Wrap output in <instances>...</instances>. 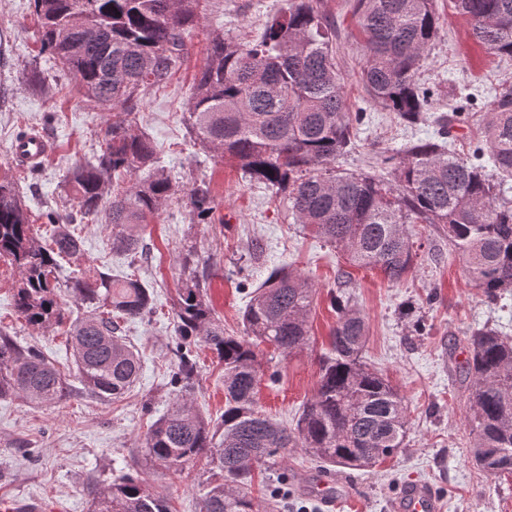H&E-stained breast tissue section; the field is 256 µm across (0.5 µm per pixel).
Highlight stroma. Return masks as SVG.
<instances>
[{
    "label": "stroma",
    "mask_w": 512,
    "mask_h": 512,
    "mask_svg": "<svg viewBox=\"0 0 512 512\" xmlns=\"http://www.w3.org/2000/svg\"><path fill=\"white\" fill-rule=\"evenodd\" d=\"M322 3L336 24L335 58L345 105L365 113L354 149L337 158L336 168L376 170L378 159L395 155L404 144L437 135L438 118L456 108L468 115L456 150L468 153L480 138L496 89L512 83V58L476 43L451 0H436L440 36L419 75L433 90L430 117L412 125L366 97L360 80L364 39L354 0ZM289 4L207 0L181 65L165 83L144 93L131 116L135 128L152 140L161 165L180 189L197 179L209 182L216 208L208 223L191 225L176 202L143 228L148 251L132 270L154 287L156 312L125 327L142 357L141 377L131 392L103 401L76 383L53 405L0 398V498L35 497L54 512H91L94 489L109 484L141 453L150 423L172 401L168 382L176 366L170 347L177 339L172 307L183 278L179 254L192 243L211 270L208 301L226 332L241 330L247 294L272 268L291 266L316 289L307 346L275 356L271 367L278 382L264 379L258 386L260 409L276 420L291 422L316 391L336 324L335 299H350L362 311L368 325L363 359L404 396L409 431L403 448L375 467L332 468L336 479L351 486L338 512H389L391 500L413 478L434 487L444 512H512V478L488 477L470 452L465 423L469 393L460 380L473 330L489 325L512 336V293L493 299L473 287L438 224L410 225L418 256L400 282H390L376 269L349 266L342 252L294 224L271 190L242 179L219 154L194 146L186 132L182 115L207 62L211 38H256L265 22ZM36 67L46 70L50 63L41 50L34 0H0V176L17 184L33 229L46 242L51 235L46 212L76 209L63 186L68 168L96 154L112 112L87 102L67 72L55 73L45 91L32 89L28 76ZM22 128L43 132L56 143L34 175L11 159V143ZM75 232L83 240L87 264L107 267L115 275L131 269L113 253L112 227L104 220L85 219ZM18 280L15 266L0 261V331L20 345L40 348L68 371L72 349L65 331L28 329L18 321L13 305ZM419 319L426 326L420 336L414 332ZM196 351L199 375L188 402L204 417L216 419L224 412V369L209 349L200 345ZM143 469L151 490L169 499L173 512H200L202 485L210 476L205 458L190 461L180 473L149 463ZM279 471L288 472L297 487L284 501L286 512H321L318 502L299 489L303 480L318 474L300 448L280 458L276 470L255 475L251 491L256 501H264Z\"/></svg>",
    "instance_id": "obj_1"
}]
</instances>
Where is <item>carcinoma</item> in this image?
<instances>
[{"instance_id": "obj_1", "label": "carcinoma", "mask_w": 512, "mask_h": 512, "mask_svg": "<svg viewBox=\"0 0 512 512\" xmlns=\"http://www.w3.org/2000/svg\"><path fill=\"white\" fill-rule=\"evenodd\" d=\"M204 0H34L49 56L78 81L87 101L112 102V123L93 160L72 167L66 186L84 216L112 225V249L135 264L145 254L141 226L158 219L178 188L157 161L151 140L127 116L140 95L164 82L180 63ZM474 39L512 57V0H450ZM365 35L362 71L371 100L410 124L427 119L432 92L418 79L439 35L435 0H355ZM334 21L319 0H291L268 20L259 39L211 38L183 113L187 132L205 151H217L249 181L283 199L294 223L340 249L359 268L378 269L399 282L417 253L409 224H440L470 281L497 297L512 291V84L489 104L480 145L455 152L450 128L465 123L453 111L439 119V139L407 144L382 163L388 175L338 172L332 164L355 146L364 112H349L336 71ZM190 223L204 224L216 208L210 185L185 192ZM109 201L104 206L103 201ZM52 244L33 232L15 183L0 179V258L21 276L14 308L25 325L48 331L64 320L57 290L59 260L80 266L66 288L87 315L69 325L73 363L83 388L116 400L135 387L139 351L123 324L155 313V298L140 278L83 266V241L73 218L46 214ZM187 274L173 303L179 341L172 348L176 398L145 438V460L180 471L204 457L219 478L206 482L201 512H255L249 491L256 468L298 446L320 463L369 467L402 448L404 397L362 360L368 326L360 310L337 305L336 326L322 359L318 388L294 424L262 413L255 402L262 379L261 346L281 353L304 348L316 290L308 278L273 268L249 292L243 334H229L207 300L209 269L186 251ZM466 423L471 452L496 478L512 476V340L496 328L470 338ZM203 344L224 366V414L212 422L184 399L199 373L194 347ZM69 382L43 351L22 347L0 332V396L37 405L66 396ZM139 462L95 490L93 512H170L151 492Z\"/></svg>"}]
</instances>
